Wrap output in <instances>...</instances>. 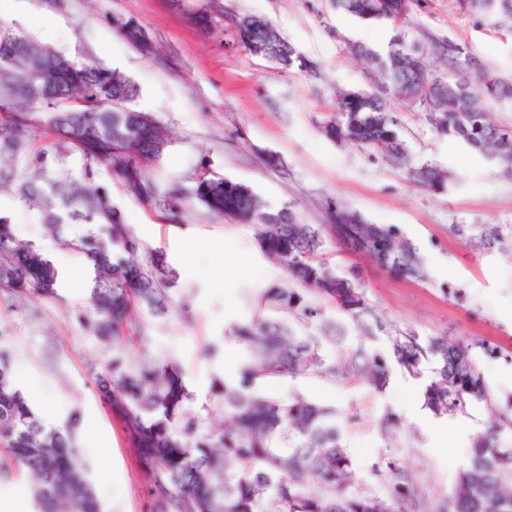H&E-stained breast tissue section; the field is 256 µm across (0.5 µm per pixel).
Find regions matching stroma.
I'll return each mask as SVG.
<instances>
[{"instance_id":"35a3bbf8","label":"stroma","mask_w":512,"mask_h":512,"mask_svg":"<svg viewBox=\"0 0 512 512\" xmlns=\"http://www.w3.org/2000/svg\"><path fill=\"white\" fill-rule=\"evenodd\" d=\"M207 0H0V24L18 30L68 57L125 74L137 87L134 109L148 113L172 136L157 165L166 177L207 162L216 175L250 186L270 209L292 205L302 223L324 221L322 206L333 199L370 223L391 226L417 248L425 280H402L369 259L325 250L338 271H362L371 305L392 328L423 336H466L501 346L502 356L481 359L498 398L512 396V178L457 140L436 134L422 113L402 111L404 137L417 162L450 172L444 192L424 190L405 173L356 147L328 139L321 126L333 114L340 90H370V69L350 56L346 42L383 45L388 27L336 12L331 0H220L224 11L269 20L295 49L314 63L319 78L285 72L239 46L235 29L222 20L200 29L197 9ZM135 18L156 45L147 56L123 37L116 18ZM407 28L412 39L453 38L470 43L492 70L512 75V37L479 27L456 0H419ZM282 159L266 163L268 152ZM112 201L146 249H163L180 281L193 288L195 315H145L148 347L174 357L198 401L214 382L237 377L240 347L230 327L250 319L242 300L247 288L281 283L286 273L261 253L250 226L202 215L190 205L183 223L164 224L148 208L113 186ZM18 238L35 241L60 271L58 297L44 302L38 320L0 307V326L10 333L13 376L35 410L49 408L50 422L79 419L81 463L104 512H149L138 453L119 420L99 397L93 374L108 360L98 340L76 321L90 305L88 260L64 250L34 211L0 198ZM500 226L502 245L474 250L482 228ZM198 246L184 258L187 239ZM245 262L243 271L224 267L216 252ZM217 344L208 356V344ZM355 415L343 444L356 474L383 452L376 421L385 411L401 420L394 454L414 470L429 495L449 492L469 459L472 439L487 430L492 415L476 404L466 413L434 417L422 406L421 382L393 370L383 391L354 381L330 383L312 377L263 388L266 396L289 391Z\"/></svg>"}]
</instances>
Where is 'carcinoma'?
Here are the masks:
<instances>
[{"label":"carcinoma","mask_w":512,"mask_h":512,"mask_svg":"<svg viewBox=\"0 0 512 512\" xmlns=\"http://www.w3.org/2000/svg\"><path fill=\"white\" fill-rule=\"evenodd\" d=\"M415 2L333 0L336 10L360 21L390 24L391 35L383 51L349 45L373 71L375 87L337 94L324 134L386 158L425 189H447V172L413 163L390 87L437 134L463 142L512 176V124L491 119L493 106L512 109V77L486 67L467 42L449 38L431 54L412 40L407 22ZM458 3L476 23L512 32V0ZM232 22L247 53L284 71L312 73L268 20L245 15ZM116 24L134 47L154 54L134 19ZM136 95L119 72L66 58L0 24V195L36 211L54 234L72 222L103 230L61 245L92 264L91 307L77 320L111 354L95 385L139 450L151 512H512V466L501 457L505 436L512 434V399L473 438L451 492L434 504L414 472L391 453L377 457L368 479H357L335 408L299 392L285 398L258 393L263 385L299 377L361 381L381 392L395 366L425 379L424 407L446 417L475 403L495 405L479 357L497 348L384 326L359 273L338 274L323 258L330 243L346 254H365L393 277L425 278L416 249L398 230L371 224L332 200L325 223L304 224L291 206L272 210L250 187L214 175L203 162L157 178L152 166L171 143L170 134L128 107ZM37 114L46 115L49 128L50 141L41 145L35 144ZM72 155L80 159L75 170L67 164ZM102 169L169 224L181 223L194 202L210 217L251 225L262 253L287 272L284 284L245 290L256 316L230 328L241 348L239 378L219 382L201 404L174 359L148 349L137 316L140 310L171 311L190 320L193 296L166 253L145 250L123 224L111 189L96 181ZM10 224L0 213V304L33 320L43 302L57 297L58 270L34 243L17 238ZM501 243L497 227L482 229V247ZM328 305L343 318H329ZM264 311L274 316L260 317ZM5 340L0 328V481L25 471L34 512H103L78 463L77 418L55 427L42 421L14 384ZM218 412L224 414L220 426L214 422ZM400 426L391 411L380 418L385 447H393Z\"/></svg>","instance_id":"cac0c4a2"}]
</instances>
